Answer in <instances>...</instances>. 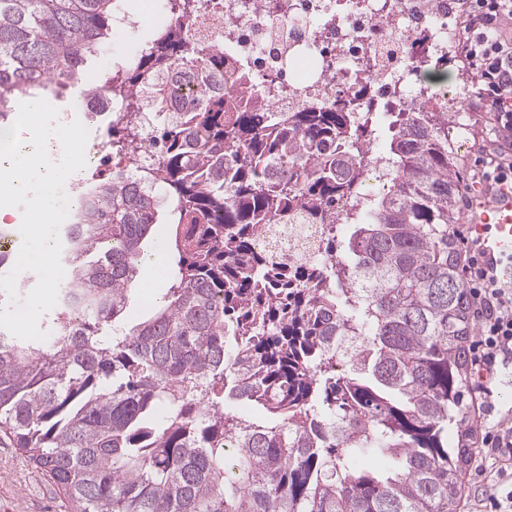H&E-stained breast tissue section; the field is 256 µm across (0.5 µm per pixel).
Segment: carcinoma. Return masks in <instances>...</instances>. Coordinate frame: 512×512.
Segmentation results:
<instances>
[{
  "label": "carcinoma",
  "mask_w": 512,
  "mask_h": 512,
  "mask_svg": "<svg viewBox=\"0 0 512 512\" xmlns=\"http://www.w3.org/2000/svg\"><path fill=\"white\" fill-rule=\"evenodd\" d=\"M123 2L0 0V129L35 95L104 93L122 112L104 143L161 158L90 178L47 340L0 329V432L75 512H456L472 323L448 113L360 124L354 92L280 112L250 69L200 52L180 21L190 0H169L174 26L91 87ZM169 70L209 81L145 142L137 115L169 111ZM372 141L390 188L345 210L342 249L334 233L322 244L334 262L292 272L257 247L290 215L336 218ZM163 206L173 283L126 328Z\"/></svg>",
  "instance_id": "carcinoma-1"
}]
</instances>
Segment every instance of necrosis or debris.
<instances>
[{
	"label": "necrosis or debris",
	"mask_w": 512,
	"mask_h": 512,
	"mask_svg": "<svg viewBox=\"0 0 512 512\" xmlns=\"http://www.w3.org/2000/svg\"><path fill=\"white\" fill-rule=\"evenodd\" d=\"M190 24L204 52L227 51L252 68L259 91L297 110L368 84L357 115L455 112L463 87L432 94L423 70L447 61L458 32L451 0H194ZM324 224L274 227L283 262H321Z\"/></svg>",
	"instance_id": "obj_1"
}]
</instances>
